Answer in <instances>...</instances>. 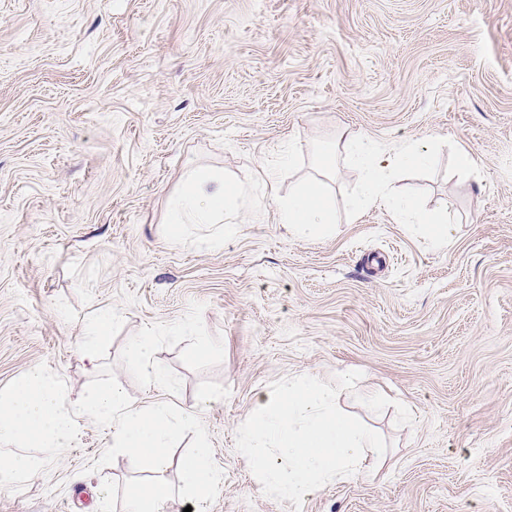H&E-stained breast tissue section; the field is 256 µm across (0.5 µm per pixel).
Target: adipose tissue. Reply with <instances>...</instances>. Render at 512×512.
<instances>
[{"label":"adipose tissue","mask_w":512,"mask_h":512,"mask_svg":"<svg viewBox=\"0 0 512 512\" xmlns=\"http://www.w3.org/2000/svg\"><path fill=\"white\" fill-rule=\"evenodd\" d=\"M343 156L362 173L358 191L346 203L350 214L381 206L391 211L398 223L415 226L436 247L449 246L448 211L428 214L412 199L396 198L390 190L397 171L426 165V153L412 146L378 153L365 137L348 129L340 130L321 151L316 177L301 183L288 197L276 199L278 220L292 236L310 238L332 230L336 204L331 184L337 161ZM237 193L236 186L207 169H189L166 216L170 239L180 241L188 224L223 223L224 211ZM353 378V373L343 371L326 383L305 372L280 389L256 396L254 417L245 429L239 454L250 465L262 491L281 500L299 501L331 481L375 476L383 456L377 436L337 407L339 396L351 389ZM178 466L188 490L186 502L193 512H201L221 480L210 448L199 443L179 458ZM174 498L170 485L157 478L126 488L124 512H170Z\"/></svg>","instance_id":"obj_1"}]
</instances>
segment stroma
Wrapping results in <instances>:
<instances>
[{"label": "stroma", "instance_id": "35a3bbf8", "mask_svg": "<svg viewBox=\"0 0 512 512\" xmlns=\"http://www.w3.org/2000/svg\"><path fill=\"white\" fill-rule=\"evenodd\" d=\"M344 127L427 148L393 186L429 211L452 203L449 247L384 209L352 217L347 163L334 234L278 223L276 198ZM460 150L473 175L454 173ZM193 165L243 191L216 250L214 224L168 236ZM194 301L223 362L201 374L179 349L155 357L182 380L179 408L202 379L230 390L200 415L224 475L207 512H512V0H0V388L44 362L78 401L83 328L109 309L101 359L146 405L120 352ZM350 367L387 399H339L383 436L379 472L299 502L261 493L237 451L255 393ZM77 424L0 512H121L127 484L151 478L123 455L86 473L112 435Z\"/></svg>", "mask_w": 512, "mask_h": 512}]
</instances>
